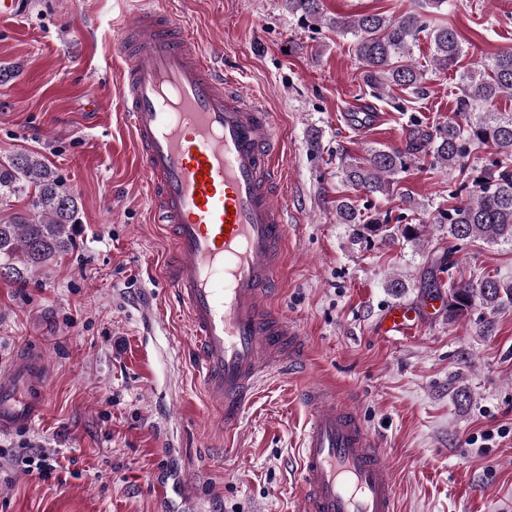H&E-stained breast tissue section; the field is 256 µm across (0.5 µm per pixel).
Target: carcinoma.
<instances>
[{
	"label": "carcinoma",
	"mask_w": 512,
	"mask_h": 512,
	"mask_svg": "<svg viewBox=\"0 0 512 512\" xmlns=\"http://www.w3.org/2000/svg\"><path fill=\"white\" fill-rule=\"evenodd\" d=\"M288 14L306 24H327L355 40L354 51L364 68L369 87L380 84L423 92V71L410 59V50L421 33L432 45V66L447 70L458 65L463 48L457 32L447 26L429 27L423 15L406 12L391 18L381 13L328 17L323 0H285ZM463 96L459 119L450 118L434 132L419 133L420 146L442 167L464 170L467 147L490 146L496 159L476 172L464 202L448 207L435 223L448 238H482L491 244L512 247V113L487 112L500 96L512 97V51H503L480 70L461 74ZM417 156L398 149H374L366 157L341 163V181L368 196H388ZM24 194L28 204L12 221L0 224V276L21 280L28 267L37 268L73 246L77 202L67 184L39 158L16 154L0 164V195ZM338 223L350 224L357 240L373 238L418 244L427 235L421 224H391L385 217H366L355 200L336 201ZM448 312L467 314L479 303L494 308L512 301V283L495 277L456 280L448 276Z\"/></svg>",
	"instance_id": "1"
}]
</instances>
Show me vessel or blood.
<instances>
[{
    "instance_id": "vessel-or-blood-1",
    "label": "vessel or blood",
    "mask_w": 512,
    "mask_h": 512,
    "mask_svg": "<svg viewBox=\"0 0 512 512\" xmlns=\"http://www.w3.org/2000/svg\"><path fill=\"white\" fill-rule=\"evenodd\" d=\"M116 47L150 214L169 241L164 278L187 318L205 393L232 430L258 383L306 356L299 330L272 306L288 240L277 118L218 75L168 12L140 9ZM420 323L419 311L394 304L381 330L405 336ZM301 399L303 512H396L393 472L358 415L320 382ZM46 403L42 358H19L0 374V433L29 427Z\"/></svg>"
}]
</instances>
